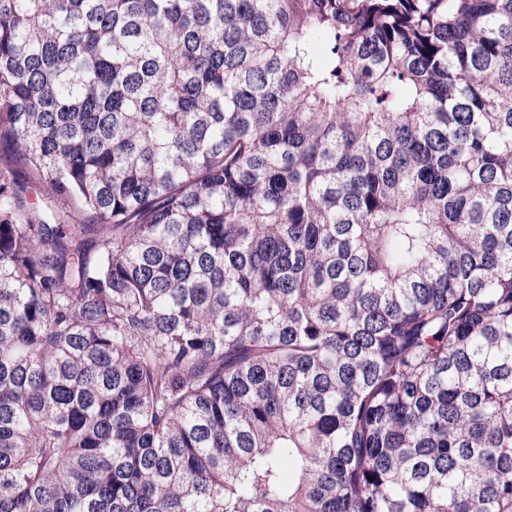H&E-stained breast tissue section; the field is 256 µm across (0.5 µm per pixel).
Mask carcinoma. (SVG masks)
<instances>
[{"label": "carcinoma", "mask_w": 512, "mask_h": 512, "mask_svg": "<svg viewBox=\"0 0 512 512\" xmlns=\"http://www.w3.org/2000/svg\"><path fill=\"white\" fill-rule=\"evenodd\" d=\"M0 152V512H512V0H0Z\"/></svg>", "instance_id": "cac0c4a2"}]
</instances>
